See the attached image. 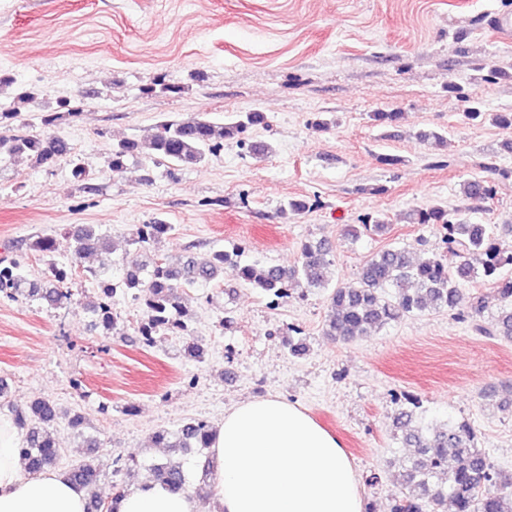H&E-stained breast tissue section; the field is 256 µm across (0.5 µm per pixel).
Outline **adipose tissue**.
<instances>
[{"label":"adipose tissue","mask_w":512,"mask_h":512,"mask_svg":"<svg viewBox=\"0 0 512 512\" xmlns=\"http://www.w3.org/2000/svg\"><path fill=\"white\" fill-rule=\"evenodd\" d=\"M21 433L0 415V512H86L65 475H25ZM210 457L212 512H364L354 468L339 439L299 405L277 395L224 415ZM117 512H199L186 491L147 483L121 497Z\"/></svg>","instance_id":"ef3b65f1"}]
</instances>
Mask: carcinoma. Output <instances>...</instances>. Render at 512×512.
<instances>
[{"mask_svg":"<svg viewBox=\"0 0 512 512\" xmlns=\"http://www.w3.org/2000/svg\"><path fill=\"white\" fill-rule=\"evenodd\" d=\"M18 112H0V160L18 162L27 159L37 165L53 164L63 155L58 148L60 138L54 134H8L6 130L19 118ZM260 112H245L227 125L211 121L197 113L181 120H165L157 125L151 137L148 160L170 167L196 165L224 148V139L245 133L263 123ZM139 149L136 141H122L112 146L109 164L112 171L124 170L125 160ZM462 192L468 199L488 200L494 197L493 185L477 176L463 181ZM412 224H432L443 231L446 253L454 259L448 266L442 258L417 259L408 246H390L374 254L363 267L355 285L329 288L328 269L332 248L328 240L319 239L302 245L298 263L290 268L241 262L244 249L238 245L217 250L198 261L192 256L178 264L155 261L151 266L135 264L125 269L122 289L139 302L142 318L138 335L144 346L158 336H180L183 353L198 362L205 359V350L198 338L189 333V314L183 304L186 290L208 288L224 276V268L235 271L239 284L257 290L268 307L277 309L288 303L286 289L297 287L330 289L324 335L340 343L367 338L375 331L399 322L408 315L433 310L453 311L457 307L460 286L478 277L494 285L503 305L497 312L493 328L481 324L486 310L482 296H474L462 319L483 336H499L512 341V276L502 270L512 267V225L498 232L489 224L461 222L448 210L432 206L412 211ZM388 225L373 217H364L361 224L349 228L351 236L383 233ZM172 231V225L161 220L139 224L133 231L132 243L142 248ZM76 259L88 253L102 257L100 269L90 271L98 279L96 300L86 304L92 326L102 333L118 332L120 316L115 295L117 287L105 276L116 265L110 257V238L92 224H81L69 231ZM30 249L47 259L44 277L34 279L26 262L0 259V295L9 299L19 296L37 300L50 307L72 303V293L62 285L72 279L75 262L62 265L55 261L56 239L40 235ZM292 336L283 340L292 355H301L306 343L302 329L291 326ZM420 401L398 403L394 416L401 431L402 443L413 454L402 463V496L395 500L393 512H445L451 500L457 512H512V474L496 470L484 451L474 444L475 429L467 421L448 420L443 427L431 429L416 412ZM15 424L25 431L20 455L25 469L31 474L43 473L53 467L60 448L49 430L60 417L54 402L35 399L26 409L0 403ZM215 428L207 421L193 419L174 430H161L152 436L156 448H177L185 455L192 451L208 456ZM186 460L169 459L153 465L154 481L165 488L183 489L187 485ZM69 480L84 490L86 512H114L113 507L99 497L100 469L83 462L67 471Z\"/></svg>","mask_w":512,"mask_h":512,"instance_id":"1","label":"carcinoma"}]
</instances>
